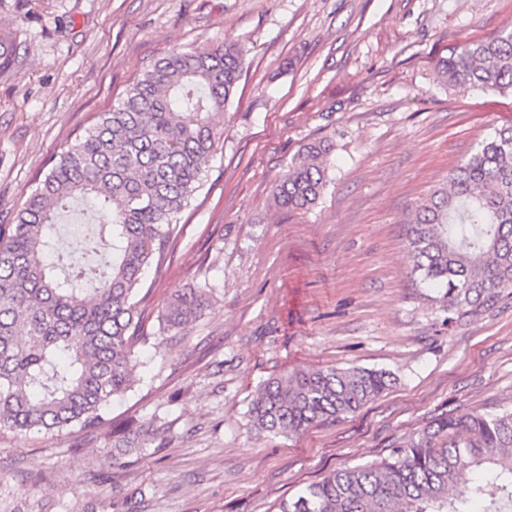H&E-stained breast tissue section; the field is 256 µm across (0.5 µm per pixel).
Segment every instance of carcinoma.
Returning <instances> with one entry per match:
<instances>
[{
	"label": "carcinoma",
	"mask_w": 512,
	"mask_h": 512,
	"mask_svg": "<svg viewBox=\"0 0 512 512\" xmlns=\"http://www.w3.org/2000/svg\"><path fill=\"white\" fill-rule=\"evenodd\" d=\"M15 49V33L0 31V59ZM242 71L232 41L172 49L54 157L16 223L0 224V429L88 433L112 423L108 406L130 390L138 364L143 274L165 269ZM437 71L447 86L512 93V29L451 48ZM331 151L322 141L304 146L275 205H313ZM74 200L92 204L93 249L109 260L74 265L61 279L45 256ZM407 242L411 275L436 290L444 311L476 316L512 288V126L489 133L415 209ZM206 303L199 289L178 293L161 321L178 329ZM390 385L389 373L364 367L285 372L258 388L250 417L261 431L297 433L356 413ZM111 430L114 447H136L137 436ZM474 469L489 474L472 488L483 512L512 506V409L437 415L387 456L330 472L279 512H473L450 488Z\"/></svg>",
	"instance_id": "carcinoma-1"
}]
</instances>
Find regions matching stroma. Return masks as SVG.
<instances>
[{"label":"stroma","mask_w":512,"mask_h":512,"mask_svg":"<svg viewBox=\"0 0 512 512\" xmlns=\"http://www.w3.org/2000/svg\"><path fill=\"white\" fill-rule=\"evenodd\" d=\"M17 28L0 65V224L14 223L50 157L176 47L231 40L243 75L204 185L162 275L147 273L145 341L114 424L142 433L117 454L104 432L0 430V512H278L329 471L387 456L431 417L512 406V293L449 320L411 277L406 221L492 128L512 94L438 83L450 48L512 29V0H0ZM334 145L323 196L278 208L273 189L307 143ZM92 209L72 203L58 250L99 256ZM205 289L178 332L176 291ZM382 369L359 412L283 436L255 430L258 387L286 371Z\"/></svg>","instance_id":"stroma-1"}]
</instances>
